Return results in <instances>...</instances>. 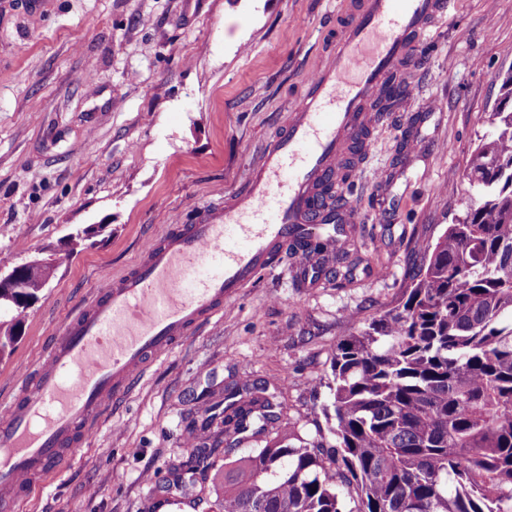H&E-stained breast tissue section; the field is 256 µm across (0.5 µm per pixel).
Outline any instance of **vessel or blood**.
<instances>
[{
    "instance_id": "obj_1",
    "label": "vessel or blood",
    "mask_w": 512,
    "mask_h": 512,
    "mask_svg": "<svg viewBox=\"0 0 512 512\" xmlns=\"http://www.w3.org/2000/svg\"><path fill=\"white\" fill-rule=\"evenodd\" d=\"M351 9L245 188L149 240L128 272L76 307L45 361L0 404V506L25 495L27 479L61 469L148 361L222 312L285 242L317 225L339 240L358 222L353 203L320 206V187L351 148L369 151L381 122L373 102L447 0H356Z\"/></svg>"
}]
</instances>
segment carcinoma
Returning a JSON list of instances; mask_svg holds the SVG:
<instances>
[{
	"instance_id": "cac0c4a2",
	"label": "carcinoma",
	"mask_w": 512,
	"mask_h": 512,
	"mask_svg": "<svg viewBox=\"0 0 512 512\" xmlns=\"http://www.w3.org/2000/svg\"><path fill=\"white\" fill-rule=\"evenodd\" d=\"M493 131L477 139L464 172L476 194L434 241L394 307L350 327L332 358V441L278 427L281 403L265 381L224 389V436L192 449L206 479L222 452L261 448L224 463L216 512H512V66L499 73ZM401 81L374 104L397 102ZM296 238L285 253L320 254ZM0 323V357L13 349L19 315L44 279H19Z\"/></svg>"
}]
</instances>
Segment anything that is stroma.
Wrapping results in <instances>:
<instances>
[{"label":"stroma","mask_w":512,"mask_h":512,"mask_svg":"<svg viewBox=\"0 0 512 512\" xmlns=\"http://www.w3.org/2000/svg\"><path fill=\"white\" fill-rule=\"evenodd\" d=\"M345 2L0 0V269L60 260L0 358V397L147 239L244 185L326 56ZM511 66L512 0H450L425 61L406 63L411 95L385 113L345 190L360 221L317 257L327 269L318 284L289 260L258 274L152 363L17 512H151L146 474L165 479L187 460L202 401L220 404L232 382L268 381L301 437L327 430V372L347 317L395 305L416 242L462 213L467 186L444 185L491 132L496 76ZM426 139L436 153L415 152ZM90 224L106 230L69 253L70 235Z\"/></svg>","instance_id":"stroma-1"}]
</instances>
